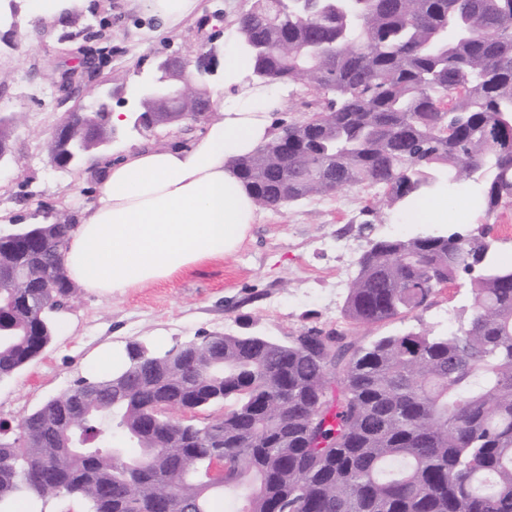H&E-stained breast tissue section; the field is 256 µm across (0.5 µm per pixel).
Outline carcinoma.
Segmentation results:
<instances>
[{
  "label": "carcinoma",
  "mask_w": 512,
  "mask_h": 512,
  "mask_svg": "<svg viewBox=\"0 0 512 512\" xmlns=\"http://www.w3.org/2000/svg\"><path fill=\"white\" fill-rule=\"evenodd\" d=\"M254 74L320 96L237 162L257 205L280 210L367 187L389 207L475 185L476 228L374 240L343 318L417 317L465 280L474 310L434 334L366 342L311 327L297 336H199L165 350L131 342L112 377L81 378L0 438V512L35 493L88 512H512V259L490 218L512 209V0H252L237 29ZM288 43V52L278 50ZM74 224L0 227L20 276L32 253L57 270ZM42 289L0 288V381L52 340ZM224 404V421L193 413ZM79 410L68 433L51 422ZM224 439V482L207 477Z\"/></svg>",
  "instance_id": "1"
}]
</instances>
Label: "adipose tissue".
I'll return each mask as SVG.
<instances>
[{"instance_id": "adipose-tissue-1", "label": "adipose tissue", "mask_w": 512, "mask_h": 512, "mask_svg": "<svg viewBox=\"0 0 512 512\" xmlns=\"http://www.w3.org/2000/svg\"><path fill=\"white\" fill-rule=\"evenodd\" d=\"M163 29L194 13L198 0H137ZM222 119L188 143H148L98 163L99 192L69 235L70 281L109 297L234 254L258 219L236 163L273 138L272 115L286 92L253 73L243 43L224 54Z\"/></svg>"}]
</instances>
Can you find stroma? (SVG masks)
Returning <instances> with one entry per match:
<instances>
[{"label":"stroma","mask_w":512,"mask_h":512,"mask_svg":"<svg viewBox=\"0 0 512 512\" xmlns=\"http://www.w3.org/2000/svg\"><path fill=\"white\" fill-rule=\"evenodd\" d=\"M14 3L12 27H0V74L7 77L0 85V115L18 118L10 146L19 163L0 171V211L22 214L35 207L77 214L97 196L95 165L61 169L46 150L67 111L90 100L88 86L68 98L56 88L60 72L81 55L77 31L104 34L93 42L96 79L121 70L132 89L150 76L160 56L200 48L223 55L236 34L228 30L212 39L209 16L242 13L251 0H200L196 15L167 31L130 9L128 0H77L73 12L55 20L31 17L26 0ZM435 230L432 224L405 223L398 210L375 204L371 190L357 187L262 211L251 238L234 255L172 280L109 298L76 288L65 319L55 322L50 347L0 381V423L17 424L66 391L82 363L105 344L123 348L143 342L166 349L205 333L255 332L282 339L310 327L334 329L343 322V268L354 267L371 241ZM472 304L468 284L459 281L444 288L420 318L353 326L349 335L364 342L410 329L442 333Z\"/></svg>","instance_id":"35a3bbf8"}]
</instances>
